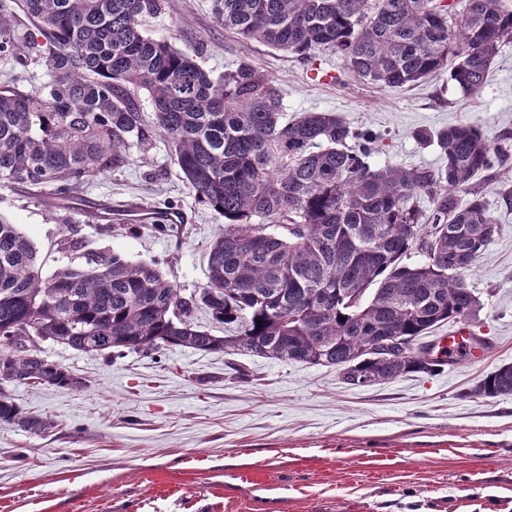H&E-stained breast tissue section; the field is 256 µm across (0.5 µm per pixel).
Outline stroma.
<instances>
[{"label": "stroma", "instance_id": "1", "mask_svg": "<svg viewBox=\"0 0 512 512\" xmlns=\"http://www.w3.org/2000/svg\"><path fill=\"white\" fill-rule=\"evenodd\" d=\"M213 0H168L147 35L166 39L219 76L246 63L281 89L288 117L331 112L379 138L370 163L438 169L437 132L477 128L510 150L474 186L498 227L469 282L471 325L486 342L476 363L352 388L336 369L173 348L86 354L45 342L44 354L83 388L12 385L8 394L52 427L0 425V512H512V395L470 390L512 364V42L483 89L462 96L448 72L381 88L349 75L335 52L304 61L217 24ZM332 81H323L324 73ZM168 202L183 235L143 228ZM0 214L37 247L43 276L67 259V234L154 264L187 296L206 283L223 218L199 204L163 139L117 171L91 177L69 209L0 181ZM136 224L118 234L116 224Z\"/></svg>", "mask_w": 512, "mask_h": 512}]
</instances>
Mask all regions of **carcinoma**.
<instances>
[{"label":"carcinoma","mask_w":512,"mask_h":512,"mask_svg":"<svg viewBox=\"0 0 512 512\" xmlns=\"http://www.w3.org/2000/svg\"><path fill=\"white\" fill-rule=\"evenodd\" d=\"M165 0H0V54L36 49L51 76L41 90L0 85V181L69 199L93 175L125 167L130 149L159 136L189 189L224 218L207 282L184 297L159 269L103 248L72 254L48 278L38 251L0 215V424L41 434L47 422L6 394L9 384L81 388L42 355L41 341L98 354L190 348L237 351L336 369L344 383L380 386L447 361L423 341L481 309L468 282L497 233L473 180L499 160L478 129L436 134L446 164L373 167L378 138L326 112L285 118L280 91L247 64L213 77L193 56L145 32ZM22 11L36 32L18 37ZM218 23L245 40L302 60L339 54L353 77L415 85L450 69L464 96L481 91L500 47L512 42L505 0H467L460 18L445 0H213ZM146 94L152 112L141 111ZM472 199L462 202L460 194ZM431 199L429 213L417 197ZM151 227L168 211L150 212ZM423 255L407 262L413 253ZM206 309L232 328L194 322ZM471 393L512 395V364Z\"/></svg>","instance_id":"cac0c4a2"}]
</instances>
